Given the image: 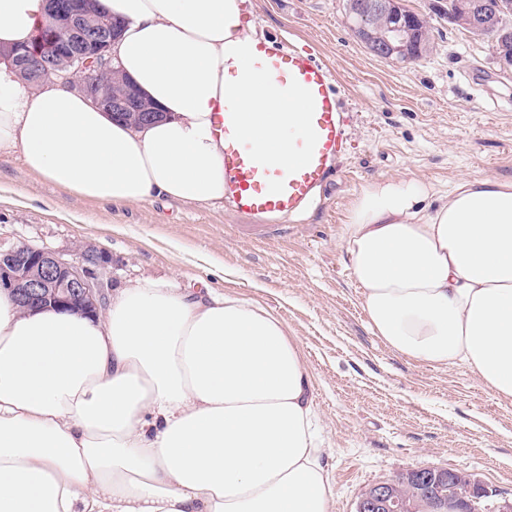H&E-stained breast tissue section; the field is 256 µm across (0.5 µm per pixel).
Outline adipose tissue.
<instances>
[{
    "label": "adipose tissue",
    "instance_id": "1",
    "mask_svg": "<svg viewBox=\"0 0 512 512\" xmlns=\"http://www.w3.org/2000/svg\"><path fill=\"white\" fill-rule=\"evenodd\" d=\"M122 23L115 61L165 114L134 128L74 88H34L0 61V155L81 197L127 206L224 198V60L248 42L238 0H99ZM48 21L0 0V48ZM255 135L287 159L266 115ZM338 240L372 329L462 366L512 399V179L448 195L385 179L352 201ZM307 366L258 302L145 281L95 317L23 312L0 289V512H329Z\"/></svg>",
    "mask_w": 512,
    "mask_h": 512
}]
</instances>
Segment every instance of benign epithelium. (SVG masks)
Masks as SVG:
<instances>
[{
	"label": "benign epithelium",
	"mask_w": 512,
	"mask_h": 512,
	"mask_svg": "<svg viewBox=\"0 0 512 512\" xmlns=\"http://www.w3.org/2000/svg\"><path fill=\"white\" fill-rule=\"evenodd\" d=\"M97 7L98 0H48L49 22L23 52L10 53L13 63L69 84L133 124L162 117L113 65L116 34L99 22ZM431 9L450 24L474 31L495 28L502 43L512 42V29L500 24L503 0H470L461 19L448 0H435ZM347 16L358 40L378 57L409 58L420 48V17L404 10L401 0H348ZM107 263L103 252L88 246L77 247L72 259L29 245L0 249V287L11 290L24 310L94 315L102 308ZM490 496L465 470L416 467L367 488L355 512H489L485 499Z\"/></svg>",
	"instance_id": "7a95c632"
}]
</instances>
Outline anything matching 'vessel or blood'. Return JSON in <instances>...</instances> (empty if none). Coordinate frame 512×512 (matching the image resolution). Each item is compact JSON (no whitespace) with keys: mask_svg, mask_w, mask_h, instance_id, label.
Instances as JSON below:
<instances>
[{"mask_svg":"<svg viewBox=\"0 0 512 512\" xmlns=\"http://www.w3.org/2000/svg\"><path fill=\"white\" fill-rule=\"evenodd\" d=\"M238 57L300 105L294 118L278 121L291 149L285 162L261 156L245 133L248 113L231 102L224 106V200L267 227L301 213L337 172L348 150L353 115L332 70L311 52L292 45L273 50L257 41L242 45Z\"/></svg>","mask_w":512,"mask_h":512,"instance_id":"vessel-or-blood-1","label":"vessel or blood"}]
</instances>
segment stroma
Segmentation results:
<instances>
[{"label":"stroma","mask_w":512,"mask_h":512,"mask_svg":"<svg viewBox=\"0 0 512 512\" xmlns=\"http://www.w3.org/2000/svg\"><path fill=\"white\" fill-rule=\"evenodd\" d=\"M257 37L309 50L336 74L358 117L340 171L295 222L250 228L224 204L157 198L115 208L56 187L19 156L0 157V246L103 250L106 295L151 279L213 288L279 315L311 377L313 410L335 495L354 512L372 484L417 466L459 468L512 499V399L464 368L407 357L376 336L337 240L355 196L387 178L439 193L462 178H512V70L488 40L449 25L430 0L432 52L398 62L352 34L343 0H247Z\"/></svg>","instance_id":"stroma-1"}]
</instances>
